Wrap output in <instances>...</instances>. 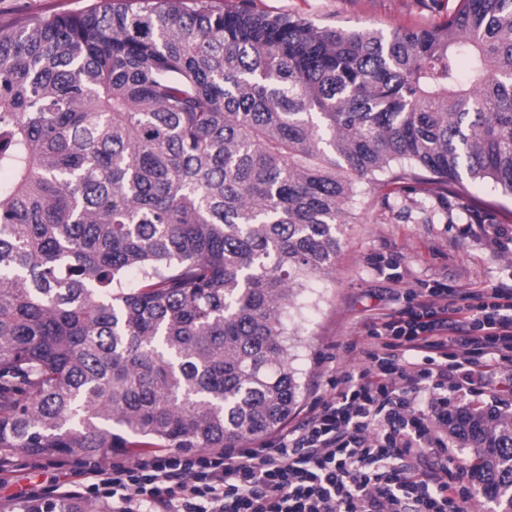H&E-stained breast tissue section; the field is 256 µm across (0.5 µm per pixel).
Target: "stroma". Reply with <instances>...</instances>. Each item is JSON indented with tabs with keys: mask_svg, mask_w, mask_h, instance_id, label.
I'll return each instance as SVG.
<instances>
[{
	"mask_svg": "<svg viewBox=\"0 0 512 512\" xmlns=\"http://www.w3.org/2000/svg\"><path fill=\"white\" fill-rule=\"evenodd\" d=\"M94 0H0V26L53 13H79ZM454 0H250L259 14H286L345 30L432 25ZM330 277L313 281L283 317L284 341L301 383L287 433L337 372L361 369L362 325L394 313L407 289L445 283L480 293L512 286V196L488 183L466 187L406 181L357 187ZM397 260V276L386 265ZM55 459L17 454L0 479V512H19L31 489L68 481Z\"/></svg>",
	"mask_w": 512,
	"mask_h": 512,
	"instance_id": "1",
	"label": "stroma"
}]
</instances>
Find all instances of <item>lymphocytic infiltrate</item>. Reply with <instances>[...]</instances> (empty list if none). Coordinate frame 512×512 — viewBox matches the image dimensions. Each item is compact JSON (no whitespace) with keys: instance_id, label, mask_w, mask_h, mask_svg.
<instances>
[{"instance_id":"f902f5d3","label":"lymphocytic infiltrate","mask_w":512,"mask_h":512,"mask_svg":"<svg viewBox=\"0 0 512 512\" xmlns=\"http://www.w3.org/2000/svg\"><path fill=\"white\" fill-rule=\"evenodd\" d=\"M366 324L359 372L277 440L222 453L154 449L80 464L79 488L112 512H465V468L449 457L448 392L482 395L483 368L512 360V287L408 290Z\"/></svg>"}]
</instances>
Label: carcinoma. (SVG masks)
I'll use <instances>...</instances> for the list:
<instances>
[{"label": "carcinoma", "instance_id": "carcinoma-1", "mask_svg": "<svg viewBox=\"0 0 512 512\" xmlns=\"http://www.w3.org/2000/svg\"><path fill=\"white\" fill-rule=\"evenodd\" d=\"M427 174L512 195V0L390 31L215 0L0 27V450L275 430L301 394L282 317L334 269L356 182ZM448 436L512 512V411L457 406Z\"/></svg>", "mask_w": 512, "mask_h": 512}]
</instances>
